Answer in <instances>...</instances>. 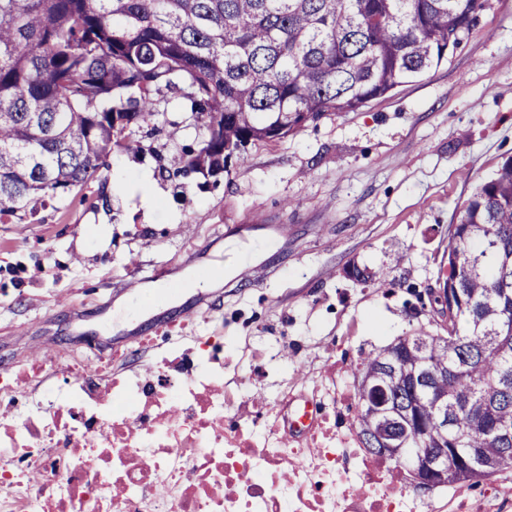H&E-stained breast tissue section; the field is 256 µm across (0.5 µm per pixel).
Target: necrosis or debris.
<instances>
[{
	"label": "necrosis or debris",
	"instance_id": "1",
	"mask_svg": "<svg viewBox=\"0 0 512 512\" xmlns=\"http://www.w3.org/2000/svg\"><path fill=\"white\" fill-rule=\"evenodd\" d=\"M207 358L172 375L114 372L101 380L86 356L59 363L64 385L9 408L0 422V512H507L506 499L460 496L435 506L370 457L354 434L313 420L310 445L293 446L288 405L245 418L248 389L224 384V339L179 341ZM32 461L38 491L16 470Z\"/></svg>",
	"mask_w": 512,
	"mask_h": 512
}]
</instances>
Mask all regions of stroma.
<instances>
[{
    "label": "stroma",
    "instance_id": "stroma-1",
    "mask_svg": "<svg viewBox=\"0 0 512 512\" xmlns=\"http://www.w3.org/2000/svg\"><path fill=\"white\" fill-rule=\"evenodd\" d=\"M144 124L135 151L116 150L99 178L0 224V375L34 392L32 359L48 345L103 347L119 364L162 369L172 339L224 332L247 352L254 407L284 381L306 394L396 337L430 329L440 246L475 187L512 157V0H489L447 62L389 97L336 112L297 134L247 148L218 184L159 175L157 155L200 137L177 96ZM156 171L153 207L140 175ZM227 267L197 310V263ZM385 282L350 278V266ZM170 268L180 295L137 312ZM155 338L153 348L141 339Z\"/></svg>",
    "mask_w": 512,
    "mask_h": 512
}]
</instances>
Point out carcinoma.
I'll list each match as a JSON object with an SVG mask.
<instances>
[{
  "label": "carcinoma",
  "instance_id": "carcinoma-1",
  "mask_svg": "<svg viewBox=\"0 0 512 512\" xmlns=\"http://www.w3.org/2000/svg\"><path fill=\"white\" fill-rule=\"evenodd\" d=\"M479 0H0V223L99 177L115 148H138L135 125L174 93L205 133L197 148L159 157L176 177L224 176V152L295 134L330 112H353L448 59ZM442 287L455 297L448 341L403 337L410 371H448L436 397L396 387L411 448L479 449L446 485L504 469L512 448V158L467 199L442 241ZM384 347L356 377L377 371ZM375 390L360 386L354 427L369 437ZM448 411V430L423 434Z\"/></svg>",
  "mask_w": 512,
  "mask_h": 512
}]
</instances>
